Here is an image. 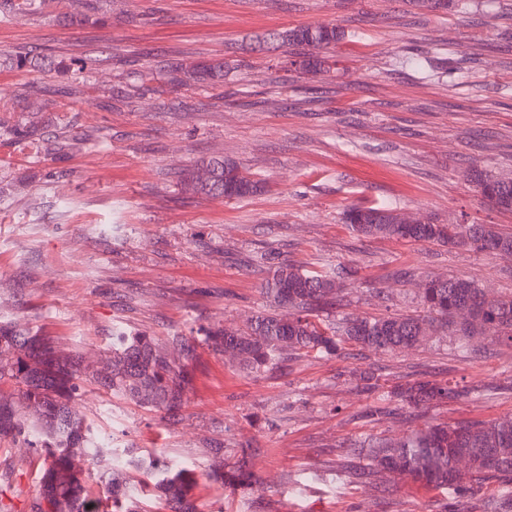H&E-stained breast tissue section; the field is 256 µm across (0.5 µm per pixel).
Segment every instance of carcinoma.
Listing matches in <instances>:
<instances>
[{
	"label": "carcinoma",
	"instance_id": "cac0c4a2",
	"mask_svg": "<svg viewBox=\"0 0 512 512\" xmlns=\"http://www.w3.org/2000/svg\"><path fill=\"white\" fill-rule=\"evenodd\" d=\"M33 0H0V22ZM346 38L335 25L300 26L273 31L256 39L257 48H303L316 40L329 48ZM189 76L199 83L224 77V63L198 64ZM475 191L494 207L512 211V177L473 167L467 175ZM184 185L196 194L243 199L256 195L263 182L231 159L215 158L191 168ZM343 220L363 237H386L406 242L451 244L477 253L512 257V235L488 224H403L388 204L350 206ZM341 266L311 272L288 263L267 280L269 310L244 329L206 328L199 335L172 336L165 346L152 337L123 330L112 336L105 358L87 361L64 354L38 331L0 324V383L11 382L14 392L0 391V441L24 446L41 461L40 487L29 498L27 512H149L142 507L146 486L131 482L130 472L151 478L156 499L169 512H197L193 497L199 485L196 469L160 458L139 459L128 449L112 447L77 406L82 384L90 381L137 405L173 414L184 404L190 384L189 361L198 346L230 354L251 373L279 364L290 349L336 355L345 343L375 352L411 348L428 336L425 319L412 315L380 318L333 317ZM427 312L444 325L455 324L463 336L484 325L498 329L497 339L512 345V295L487 298L464 278H432L420 288ZM464 391L430 381L398 385L391 398L414 410L434 402L458 399ZM208 478L235 489L250 480L248 461L224 469V449L209 450ZM369 457L392 475H406L424 485L451 486L459 496L487 479L512 480V417L491 422L429 424L411 429L396 442L370 445ZM102 469L96 485L88 484L89 464Z\"/></svg>",
	"mask_w": 512,
	"mask_h": 512
}]
</instances>
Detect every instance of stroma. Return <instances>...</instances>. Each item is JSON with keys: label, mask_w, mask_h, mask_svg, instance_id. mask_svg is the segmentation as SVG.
<instances>
[{"label": "stroma", "mask_w": 512, "mask_h": 512, "mask_svg": "<svg viewBox=\"0 0 512 512\" xmlns=\"http://www.w3.org/2000/svg\"><path fill=\"white\" fill-rule=\"evenodd\" d=\"M337 25L322 68L262 55L257 37ZM27 64L19 68L16 56ZM429 57L427 74L398 71ZM223 59L222 83H175L178 64ZM152 78H145L144 70ZM226 157L265 188L244 199L187 191L182 172ZM473 166L512 174V0L430 12L409 0H34L0 23V321L65 350H109L122 329L166 343L241 327L267 310L284 262L349 269L340 314L425 315L423 279L460 277L512 294V259L450 245L365 238L352 205L387 203L440 224H493ZM176 415L85 385L80 409L116 448L205 470L208 449L248 458L255 481H202L199 512H512V483L466 497L370 475L366 444L423 423L512 417V346L437 330L409 350L348 343L336 357L288 352L253 374L198 347ZM374 375L371 385L361 371ZM465 396L411 410L399 384ZM30 454L0 444L16 512L39 488Z\"/></svg>", "instance_id": "1"}]
</instances>
